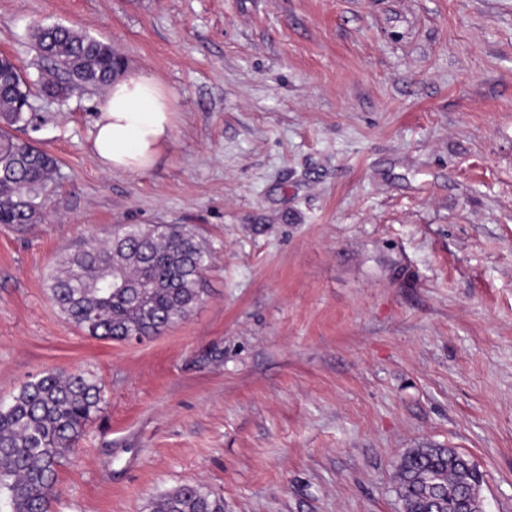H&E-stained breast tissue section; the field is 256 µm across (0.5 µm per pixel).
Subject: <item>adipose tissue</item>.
<instances>
[{"label": "adipose tissue", "mask_w": 512, "mask_h": 512, "mask_svg": "<svg viewBox=\"0 0 512 512\" xmlns=\"http://www.w3.org/2000/svg\"><path fill=\"white\" fill-rule=\"evenodd\" d=\"M174 112L163 85L144 71H129L110 85L98 105L93 155L110 173L152 168L171 141Z\"/></svg>", "instance_id": "adipose-tissue-1"}]
</instances>
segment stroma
<instances>
[{
    "label": "stroma",
    "instance_id": "stroma-1",
    "mask_svg": "<svg viewBox=\"0 0 512 512\" xmlns=\"http://www.w3.org/2000/svg\"><path fill=\"white\" fill-rule=\"evenodd\" d=\"M60 23L154 75L175 112L142 173L92 152L104 89L47 97ZM58 161L55 203L0 225V402L81 370L101 411L53 512H401L396 465L456 449L512 512V0H0V53ZM190 224L204 293L163 334L89 336L53 304L66 250ZM150 512H224V501L201 486L185 484L151 502Z\"/></svg>",
    "mask_w": 512,
    "mask_h": 512
}]
</instances>
